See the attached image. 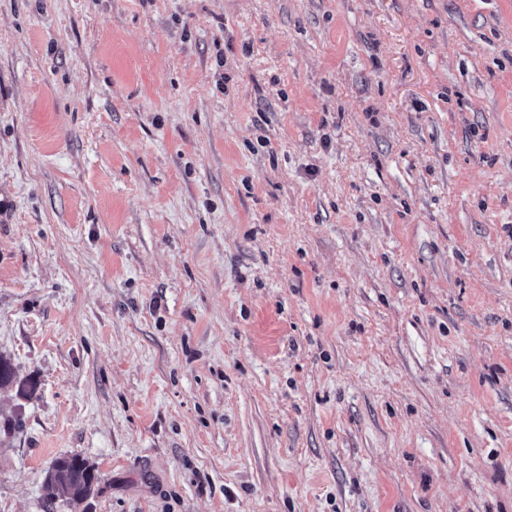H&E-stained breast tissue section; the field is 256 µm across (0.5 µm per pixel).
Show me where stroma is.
I'll list each match as a JSON object with an SVG mask.
<instances>
[{"instance_id":"obj_1","label":"stroma","mask_w":512,"mask_h":512,"mask_svg":"<svg viewBox=\"0 0 512 512\" xmlns=\"http://www.w3.org/2000/svg\"><path fill=\"white\" fill-rule=\"evenodd\" d=\"M0 356V512H512V0H0ZM48 477L49 499L87 498L98 483L95 469L80 455L63 456L55 462Z\"/></svg>"}]
</instances>
